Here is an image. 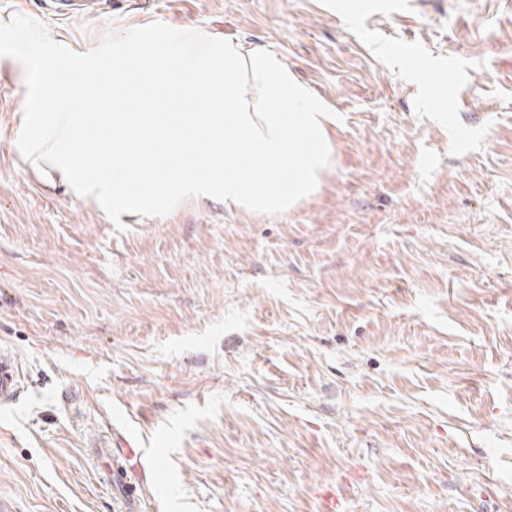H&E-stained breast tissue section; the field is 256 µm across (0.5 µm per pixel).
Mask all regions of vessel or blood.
Wrapping results in <instances>:
<instances>
[{"label":"vessel or blood","instance_id":"vessel-or-blood-1","mask_svg":"<svg viewBox=\"0 0 512 512\" xmlns=\"http://www.w3.org/2000/svg\"><path fill=\"white\" fill-rule=\"evenodd\" d=\"M21 374L14 357L0 353V402L13 400L20 390ZM89 454L97 469L103 474L108 487L121 505V512H148L149 504L143 494L146 474L131 478V463L139 450L128 439L104 437Z\"/></svg>","mask_w":512,"mask_h":512}]
</instances>
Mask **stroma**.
Returning a JSON list of instances; mask_svg holds the SVG:
<instances>
[{
  "label": "stroma",
  "instance_id": "1",
  "mask_svg": "<svg viewBox=\"0 0 512 512\" xmlns=\"http://www.w3.org/2000/svg\"><path fill=\"white\" fill-rule=\"evenodd\" d=\"M0 0L89 53L162 22L262 44L337 114L287 214L121 215L18 148L0 56V498L117 512L88 450L125 431L150 512H512V6L506 0ZM356 13L348 14L344 4ZM20 385V369L14 357L0 353V402L13 400Z\"/></svg>",
  "mask_w": 512,
  "mask_h": 512
}]
</instances>
